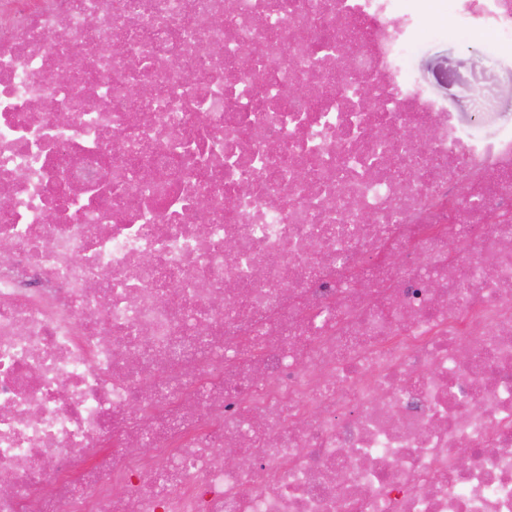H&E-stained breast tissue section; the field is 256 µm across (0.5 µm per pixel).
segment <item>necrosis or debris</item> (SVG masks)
Segmentation results:
<instances>
[{
    "label": "necrosis or debris",
    "mask_w": 512,
    "mask_h": 512,
    "mask_svg": "<svg viewBox=\"0 0 512 512\" xmlns=\"http://www.w3.org/2000/svg\"><path fill=\"white\" fill-rule=\"evenodd\" d=\"M447 17L512 48V0H0V512H512V128L409 80Z\"/></svg>",
    "instance_id": "1"
}]
</instances>
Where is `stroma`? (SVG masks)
<instances>
[{
    "instance_id": "stroma-1",
    "label": "stroma",
    "mask_w": 512,
    "mask_h": 512,
    "mask_svg": "<svg viewBox=\"0 0 512 512\" xmlns=\"http://www.w3.org/2000/svg\"><path fill=\"white\" fill-rule=\"evenodd\" d=\"M413 81L471 127L475 138H495L512 126V52L465 42L445 33L420 42L407 61Z\"/></svg>"
}]
</instances>
